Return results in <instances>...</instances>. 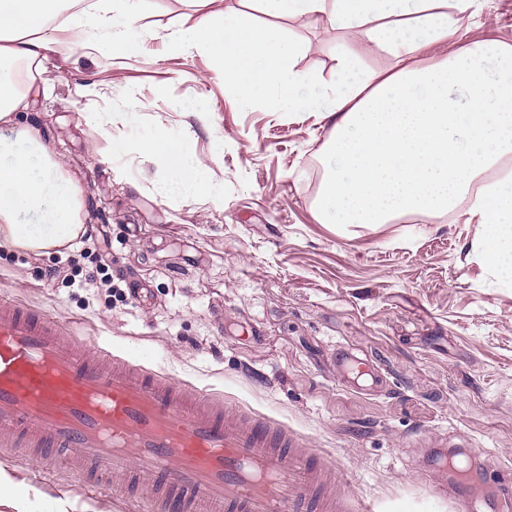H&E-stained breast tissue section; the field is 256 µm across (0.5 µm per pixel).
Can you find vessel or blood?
<instances>
[{
  "mask_svg": "<svg viewBox=\"0 0 512 512\" xmlns=\"http://www.w3.org/2000/svg\"><path fill=\"white\" fill-rule=\"evenodd\" d=\"M64 332L44 310L0 302V436L56 470L82 466L85 493L112 472L131 483L146 474L152 512H346L341 500L316 504L318 465L286 430L239 425L133 360L78 353ZM504 481L494 469L483 477L498 488L493 512H512ZM479 485L463 478L432 493L475 512Z\"/></svg>",
  "mask_w": 512,
  "mask_h": 512,
  "instance_id": "vessel-or-blood-1",
  "label": "vessel or blood"
}]
</instances>
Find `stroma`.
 Returning <instances> with one entry per match:
<instances>
[{"label":"stroma","mask_w":512,"mask_h":512,"mask_svg":"<svg viewBox=\"0 0 512 512\" xmlns=\"http://www.w3.org/2000/svg\"><path fill=\"white\" fill-rule=\"evenodd\" d=\"M197 19L190 0H145L129 33L138 51L53 55L31 75L42 93L15 129L35 128L78 185L92 233L50 253L0 240V300L48 311L75 343L142 361L249 420L270 419L315 455L322 491L352 512H448L430 486L446 451L512 474V283L484 257L483 229L445 218L388 224L318 219L328 122L231 104L214 60L170 52ZM466 40L512 42V0H483ZM301 72L330 82L336 43L302 19ZM100 122L90 123L85 113ZM164 138L206 171L193 198L138 145ZM111 253L112 288L70 287ZM55 268V278L45 271ZM368 375L344 376L338 353ZM31 512H146L139 487L106 484L84 500L78 471L0 440Z\"/></svg>","instance_id":"stroma-1"}]
</instances>
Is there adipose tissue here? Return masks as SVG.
<instances>
[{"label":"adipose tissue","instance_id":"ef3b65f1","mask_svg":"<svg viewBox=\"0 0 512 512\" xmlns=\"http://www.w3.org/2000/svg\"><path fill=\"white\" fill-rule=\"evenodd\" d=\"M80 0H0V124L32 92L21 67L86 45L103 56L130 55L128 33L141 17L132 0L112 17L82 12L58 39L57 22ZM479 0H255L225 13H200L193 28L170 35L173 52L203 50L220 66L232 103L264 100L292 114L314 113L333 135L323 147L324 175L316 201L321 220L386 224L407 216L448 215L482 225L485 256L512 279V177L493 170L512 160V43L479 40L428 63L424 52L458 35L461 17ZM271 16L259 23L257 13ZM304 18L336 34L334 79L314 85L297 69L300 43L279 22ZM388 56L385 70L367 69L349 37ZM144 150L193 193L203 174L163 139ZM81 200L37 132L20 145L0 140V238L52 251L78 237Z\"/></svg>","mask_w":512,"mask_h":512}]
</instances>
